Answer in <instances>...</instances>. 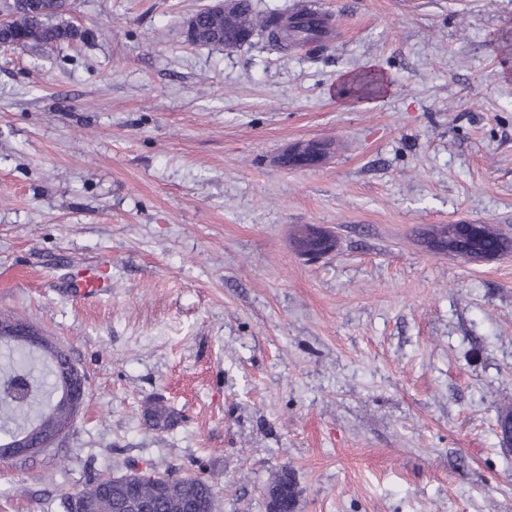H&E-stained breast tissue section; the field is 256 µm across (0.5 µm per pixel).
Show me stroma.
I'll list each match as a JSON object with an SVG mask.
<instances>
[{"instance_id":"stroma-1","label":"stroma","mask_w":512,"mask_h":512,"mask_svg":"<svg viewBox=\"0 0 512 512\" xmlns=\"http://www.w3.org/2000/svg\"><path fill=\"white\" fill-rule=\"evenodd\" d=\"M208 3L74 0L72 43L0 47V317L87 375L66 438L0 460V512L131 466L215 476L214 512H267L286 468L297 512H512V253L426 244L512 239V0H318L320 51L190 44ZM302 141L330 158L279 166ZM85 266L107 294L67 293ZM144 414L151 426L157 431H164L173 424V415L161 401H150L145 406ZM268 490L271 491L272 495L271 501L266 502L268 512H273L269 509L274 505L273 495L275 491H279L282 506L287 509V511L282 512H296L300 491L292 471L288 469L282 471V473L275 477L268 485L266 495Z\"/></svg>"}]
</instances>
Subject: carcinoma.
I'll return each mask as SVG.
<instances>
[{
	"label": "carcinoma",
	"instance_id": "obj_1",
	"mask_svg": "<svg viewBox=\"0 0 512 512\" xmlns=\"http://www.w3.org/2000/svg\"><path fill=\"white\" fill-rule=\"evenodd\" d=\"M63 16V11L57 7L37 16L21 14L14 22L12 37L22 39L28 46L51 50L75 38L73 26L63 20ZM223 29V22L207 19L196 34V41L204 45ZM253 29L273 45L285 44L277 13L263 16L259 23L253 24ZM482 228L481 237L470 242L471 246L497 243L507 251L512 249V243L488 225ZM66 367L72 368L74 363L58 348L31 353L16 343L4 345L0 350V434L10 438L19 434L42 438L54 433L60 421L71 415V411L56 400V391L60 390L59 374ZM19 380L24 381L26 392L14 396L10 389ZM144 414L157 431H164L173 424L171 411L160 401L148 402ZM214 489L215 480L211 476L151 477L128 471L107 481L99 478L84 488L74 512H135L141 503L148 504L154 512H189L193 507L212 512ZM268 490L279 492L287 512H296L300 491L292 471H282L268 485Z\"/></svg>",
	"mask_w": 512,
	"mask_h": 512
}]
</instances>
